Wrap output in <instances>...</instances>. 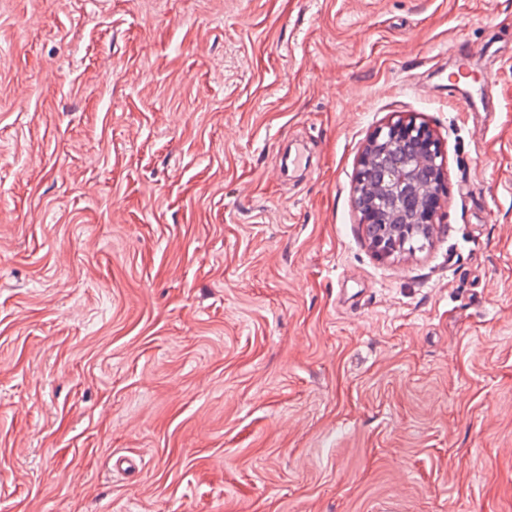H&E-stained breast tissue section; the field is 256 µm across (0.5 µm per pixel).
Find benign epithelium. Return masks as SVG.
Masks as SVG:
<instances>
[{
  "label": "benign epithelium",
  "mask_w": 512,
  "mask_h": 512,
  "mask_svg": "<svg viewBox=\"0 0 512 512\" xmlns=\"http://www.w3.org/2000/svg\"><path fill=\"white\" fill-rule=\"evenodd\" d=\"M444 154L435 132L413 117H398L376 129L358 160L354 192L360 221L380 257L405 251L422 231H433L442 195Z\"/></svg>",
  "instance_id": "1"
}]
</instances>
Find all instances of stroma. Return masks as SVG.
<instances>
[{"instance_id":"stroma-1","label":"stroma","mask_w":512,"mask_h":512,"mask_svg":"<svg viewBox=\"0 0 512 512\" xmlns=\"http://www.w3.org/2000/svg\"><path fill=\"white\" fill-rule=\"evenodd\" d=\"M0 512H512V0H0ZM444 161L435 132L416 118L399 116L371 134L358 160L354 192L378 256L405 251L423 229L432 234L446 193ZM375 226L383 234L377 236Z\"/></svg>"}]
</instances>
